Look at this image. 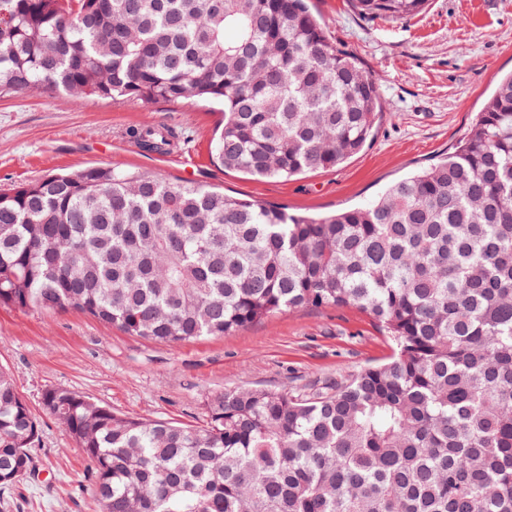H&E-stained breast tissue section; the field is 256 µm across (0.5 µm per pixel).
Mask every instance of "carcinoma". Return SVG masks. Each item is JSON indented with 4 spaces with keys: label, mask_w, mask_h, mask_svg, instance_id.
Here are the masks:
<instances>
[{
    "label": "carcinoma",
    "mask_w": 512,
    "mask_h": 512,
    "mask_svg": "<svg viewBox=\"0 0 512 512\" xmlns=\"http://www.w3.org/2000/svg\"><path fill=\"white\" fill-rule=\"evenodd\" d=\"M353 2L399 19L426 0ZM34 89L220 105L213 156L257 179L340 165L385 109L309 0H0V94ZM348 306L396 348L333 388L207 393L198 427L60 386L42 410L101 512H512V75L451 155L330 215L110 166L0 191V307L180 344ZM40 432L0 368V491Z\"/></svg>",
    "instance_id": "cac0c4a2"
}]
</instances>
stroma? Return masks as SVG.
Segmentation results:
<instances>
[{
    "label": "stroma",
    "instance_id": "35a3bbf8",
    "mask_svg": "<svg viewBox=\"0 0 512 512\" xmlns=\"http://www.w3.org/2000/svg\"><path fill=\"white\" fill-rule=\"evenodd\" d=\"M342 51L378 80L385 110L370 143L344 164L284 181L218 166L214 104L89 98L35 91L0 96V189L59 170L112 166L226 194L328 214L369 203L389 184L452 151L499 78L512 71V0H427L402 19L359 13L352 0H310ZM172 130L181 147L145 152L125 131ZM392 354L369 315L353 307L305 308L232 335L168 345L130 336L72 310L0 307V364L42 424L33 450L42 472L10 492L0 512H99L91 461L43 414L41 396L63 386L123 415L187 426L206 419L204 392L268 388L309 393Z\"/></svg>",
    "mask_w": 512,
    "mask_h": 512
}]
</instances>
